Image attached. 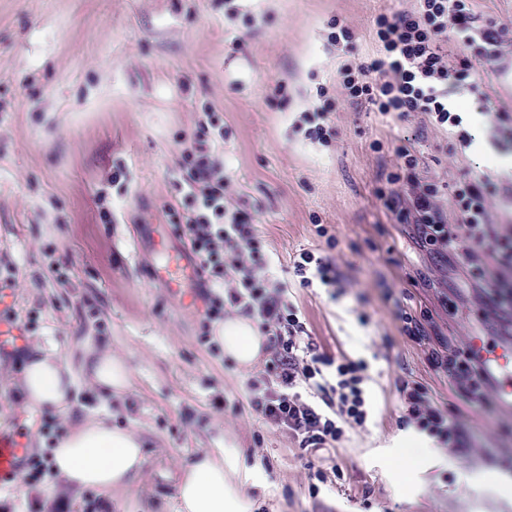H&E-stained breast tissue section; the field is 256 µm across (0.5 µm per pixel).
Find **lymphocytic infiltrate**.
<instances>
[{
  "label": "lymphocytic infiltrate",
  "instance_id": "lymphocytic-infiltrate-1",
  "mask_svg": "<svg viewBox=\"0 0 512 512\" xmlns=\"http://www.w3.org/2000/svg\"><path fill=\"white\" fill-rule=\"evenodd\" d=\"M376 54L342 66L339 85L354 104L375 108L382 121L408 122L421 116L423 128L446 132L453 150L465 151L476 137L462 113L448 101V91L462 88L485 98V84L464 58L480 46L486 66L501 56L502 32L476 23L473 0H414L411 9L379 15ZM401 160L389 174L385 205L397 224L411 229L415 241L433 258L461 254L473 284L490 281L480 296V315L489 328L512 335V224H495L487 203L498 190L490 176L450 185L454 213L440 205L441 187L423 177L415 137L400 136ZM180 187L189 207L171 210L170 221L198 260L206 283L203 336L231 316L250 318L266 336L268 358L262 372L247 382L248 407L264 423L286 433L314 455L337 453L349 431L366 429L371 410L365 396L364 361L333 357L311 336L286 284L273 277L275 254L249 214L235 206L224 170V120L208 112L199 120L192 143L177 159ZM325 247L303 248L291 260L299 287L321 288L336 295L350 283L336 255V236L324 224L314 227ZM398 330L422 347L435 372L473 406L490 408L493 384L485 365L469 345L430 335L425 317L410 306L406 289L389 292ZM400 428H416L456 453H468L465 429L438 404L428 386L411 376H397Z\"/></svg>",
  "mask_w": 512,
  "mask_h": 512
}]
</instances>
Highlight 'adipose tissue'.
I'll use <instances>...</instances> for the list:
<instances>
[{
    "instance_id": "adipose-tissue-1",
    "label": "adipose tissue",
    "mask_w": 512,
    "mask_h": 512,
    "mask_svg": "<svg viewBox=\"0 0 512 512\" xmlns=\"http://www.w3.org/2000/svg\"><path fill=\"white\" fill-rule=\"evenodd\" d=\"M215 341L226 357L249 368L261 359L265 338L249 318L238 316L218 325ZM73 378L67 360L44 350L26 365L21 392L30 408H62L70 402ZM52 462L68 487L109 492L127 486L143 468L145 454L132 430L91 419L56 441ZM256 479L255 471L241 469L232 450L203 451L185 462L176 477V512H251L253 503L241 487Z\"/></svg>"
}]
</instances>
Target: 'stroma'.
<instances>
[{
    "mask_svg": "<svg viewBox=\"0 0 512 512\" xmlns=\"http://www.w3.org/2000/svg\"><path fill=\"white\" fill-rule=\"evenodd\" d=\"M413 0H0V256L15 265L17 313L29 328L22 353L0 361V428L26 432L31 453L49 458L54 437L91 418L134 431L146 462L127 489L77 493L56 475L0 488V512H39L45 499L67 498L82 512H174L181 464L200 448H233L262 469L265 487L244 484L253 512H512V411H486L450 389L422 348L400 335L385 291L404 275L388 260L399 235L385 206L394 171L395 133L367 105L350 104L336 71L375 54V19L410 9ZM478 22L502 29L500 76L490 105L451 90L462 112L512 113V0H476ZM355 34L354 51L330 49L333 22ZM285 93H276L278 84ZM325 86L336 136L324 147L292 123ZM224 117V162L234 203L252 213L282 262L316 245L314 223L331 225L335 254L350 282L331 298L294 288L314 340L333 356L365 360L374 417L341 443L342 480L312 489L322 460L251 414L239 367L201 336L202 313L183 305L149 272L159 254L143 244L132 257L129 227L168 223L169 208L187 203L175 162L202 111ZM451 151L444 136L421 141L425 176L444 181L486 172L512 173V154L485 146ZM123 165L127 181L112 172ZM106 190L113 217L97 205ZM62 259L59 281L44 255ZM457 307L412 287L413 305L438 333L469 341L480 326L475 294L449 263ZM371 322L361 326L356 316ZM127 365L131 384L115 395L81 370V345ZM76 365V384L62 409H29L19 398L25 365L37 349ZM447 399L473 437L471 454L445 448L420 459L408 477L390 464L401 433L393 381L400 370Z\"/></svg>",
    "mask_w": 512,
    "mask_h": 512,
    "instance_id": "obj_1",
    "label": "stroma"
}]
</instances>
